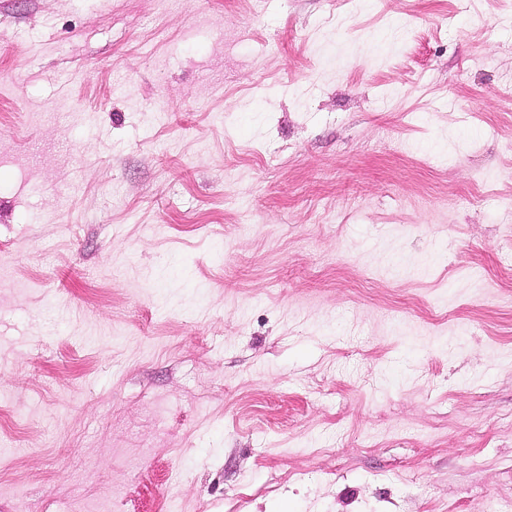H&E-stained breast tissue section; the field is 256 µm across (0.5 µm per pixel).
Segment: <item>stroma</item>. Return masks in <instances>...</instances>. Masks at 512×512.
I'll list each match as a JSON object with an SVG mask.
<instances>
[{
  "label": "stroma",
  "mask_w": 512,
  "mask_h": 512,
  "mask_svg": "<svg viewBox=\"0 0 512 512\" xmlns=\"http://www.w3.org/2000/svg\"><path fill=\"white\" fill-rule=\"evenodd\" d=\"M0 512H512V0H0Z\"/></svg>",
  "instance_id": "1"
}]
</instances>
